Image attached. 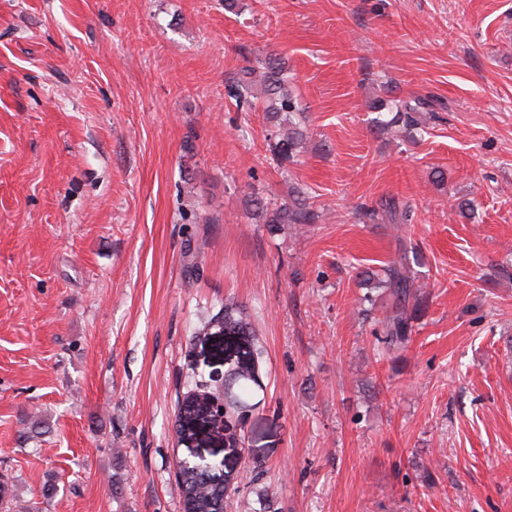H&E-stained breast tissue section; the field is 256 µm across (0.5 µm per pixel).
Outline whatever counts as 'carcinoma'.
Here are the masks:
<instances>
[{
    "label": "carcinoma",
    "instance_id": "carcinoma-1",
    "mask_svg": "<svg viewBox=\"0 0 512 512\" xmlns=\"http://www.w3.org/2000/svg\"><path fill=\"white\" fill-rule=\"evenodd\" d=\"M227 98L240 110L260 108L279 118L277 142L273 146L276 155L285 160L293 158L303 147L305 134L294 122L299 102L290 86L287 59L279 54H267L255 62L240 67L225 86ZM438 103L428 96L405 99L381 100L374 105L378 113L390 118H376V126L387 131L398 125L406 130L419 128L420 114L434 112ZM249 205L263 217L266 224H311L315 213L309 208L304 191L296 189L285 202L264 199L259 196L249 200ZM370 219L388 224H410L412 210L389 201L369 213ZM365 279L384 289L387 304L381 320L382 343L387 349L402 348L412 339V312L426 301L427 293L411 274L408 248L400 244L395 259L388 262L381 272H371ZM224 332L232 336H250L252 329L232 307H224ZM184 512H230L233 502L221 476L180 460L176 464ZM0 509L3 512H29V506L9 497L8 482L0 480Z\"/></svg>",
    "mask_w": 512,
    "mask_h": 512
}]
</instances>
